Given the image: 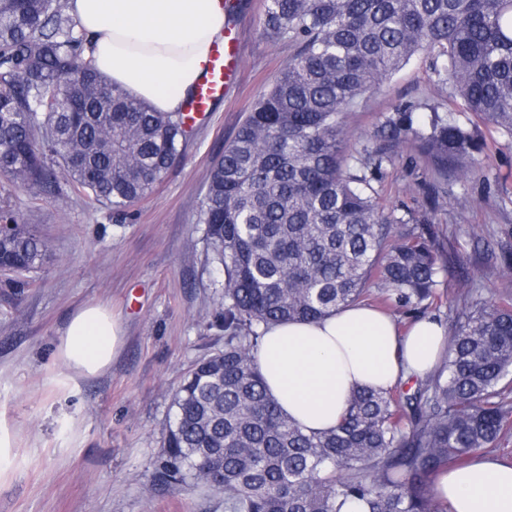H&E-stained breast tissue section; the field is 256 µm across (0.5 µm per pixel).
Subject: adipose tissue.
I'll return each instance as SVG.
<instances>
[{
	"label": "adipose tissue",
	"instance_id": "obj_1",
	"mask_svg": "<svg viewBox=\"0 0 512 512\" xmlns=\"http://www.w3.org/2000/svg\"><path fill=\"white\" fill-rule=\"evenodd\" d=\"M70 11L97 69L171 113L195 89L226 22L223 0H70ZM171 79L174 94L166 89ZM123 336L113 315L89 306L70 317L57 355L76 376L93 377L110 366ZM447 342L432 319L402 332L390 316L359 304L317 322L273 325L258 361L282 412L319 433L339 422L354 390L388 389L424 375ZM436 491L448 512H512V463L476 457L440 474Z\"/></svg>",
	"mask_w": 512,
	"mask_h": 512
}]
</instances>
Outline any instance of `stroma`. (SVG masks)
Instances as JSON below:
<instances>
[{
    "label": "stroma",
    "mask_w": 512,
    "mask_h": 512,
    "mask_svg": "<svg viewBox=\"0 0 512 512\" xmlns=\"http://www.w3.org/2000/svg\"><path fill=\"white\" fill-rule=\"evenodd\" d=\"M235 32L241 67L209 116L189 133L165 180L118 212L59 190L34 194L0 178V208L48 238L52 256L35 282L17 288L0 279V424L14 445L0 459V512H224L223 495L154 479L173 393L200 358L224 347L209 325L221 287L198 222L204 179L256 99L293 55L288 43L262 31L266 0H240ZM431 59L416 55L349 118L351 150L363 147L396 105L438 101ZM482 179L451 192L468 193L455 222L440 219V241L471 261L448 269L438 293L469 280L483 297H512V276L496 269L512 241V140L485 132ZM428 172L415 149L373 182L384 205L418 212ZM90 304L109 307L125 332L109 368L75 378L56 346L70 316Z\"/></svg>",
    "instance_id": "1"
}]
</instances>
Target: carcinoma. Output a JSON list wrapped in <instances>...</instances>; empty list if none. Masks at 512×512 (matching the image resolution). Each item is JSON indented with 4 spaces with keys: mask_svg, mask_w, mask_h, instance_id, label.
<instances>
[{
    "mask_svg": "<svg viewBox=\"0 0 512 512\" xmlns=\"http://www.w3.org/2000/svg\"><path fill=\"white\" fill-rule=\"evenodd\" d=\"M263 33L295 53L254 104L205 178L199 223L224 274L211 328L224 349L178 385L157 474L224 495V512H448L433 479L512 427V301L466 293L448 350L408 390L352 394L329 431L307 434L267 391L257 352L266 330L309 321L369 296L427 309L439 274L463 266L436 245L486 146L439 106L406 101L357 154L349 113L415 55L436 85L489 131L512 138V0H268ZM188 133L102 76L67 0H0V176L45 191L64 172L77 195L125 209L168 175ZM411 143L430 179L411 219L372 185ZM50 242L5 211L0 271L19 283Z\"/></svg>",
    "mask_w": 512,
    "mask_h": 512,
    "instance_id": "carcinoma-1",
    "label": "carcinoma"
}]
</instances>
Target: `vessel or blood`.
Listing matches in <instances>:
<instances>
[{"mask_svg": "<svg viewBox=\"0 0 512 512\" xmlns=\"http://www.w3.org/2000/svg\"><path fill=\"white\" fill-rule=\"evenodd\" d=\"M239 56L236 38L225 37L216 45L197 83L193 96L184 104V110L205 116L212 103L223 96L227 84L236 76Z\"/></svg>", "mask_w": 512, "mask_h": 512, "instance_id": "obj_1", "label": "vessel or blood"}]
</instances>
